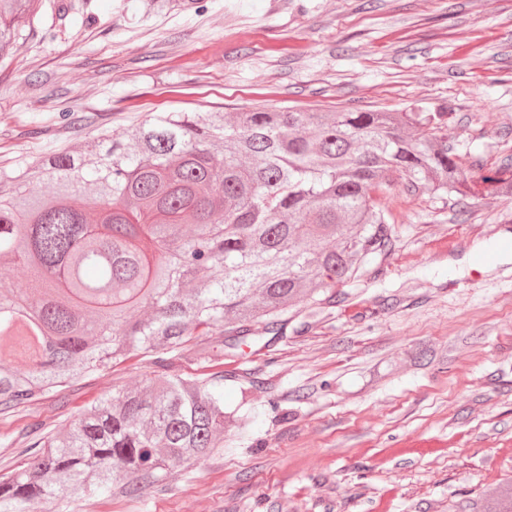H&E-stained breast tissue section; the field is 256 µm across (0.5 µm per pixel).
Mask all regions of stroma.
I'll return each instance as SVG.
<instances>
[{"instance_id":"stroma-1","label":"stroma","mask_w":512,"mask_h":512,"mask_svg":"<svg viewBox=\"0 0 512 512\" xmlns=\"http://www.w3.org/2000/svg\"><path fill=\"white\" fill-rule=\"evenodd\" d=\"M65 2L62 20L42 0L0 57L2 169L158 112L443 104L466 169L512 159V0H205L147 17L137 0ZM381 202L395 246L379 268L225 358L239 426L223 449L76 512H448L512 478V260L473 263L512 240V197L462 215L400 182ZM149 375L133 357L0 414V474L42 429Z\"/></svg>"}]
</instances>
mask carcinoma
Listing matches in <instances>:
<instances>
[{"label":"carcinoma","mask_w":512,"mask_h":512,"mask_svg":"<svg viewBox=\"0 0 512 512\" xmlns=\"http://www.w3.org/2000/svg\"><path fill=\"white\" fill-rule=\"evenodd\" d=\"M35 0H0V53ZM449 112L257 109L162 112L126 141L103 133L0 169V260L21 294L0 291V413L132 355L152 376L29 442L27 468L0 475V512H75L85 498L134 496L224 447L238 427L224 376L185 378L256 336L277 338L288 307L355 281L394 238L376 193L475 197ZM49 188L44 194L28 182ZM512 196V164L482 178ZM192 225L187 234L184 226ZM449 512H512V480Z\"/></svg>","instance_id":"obj_1"}]
</instances>
